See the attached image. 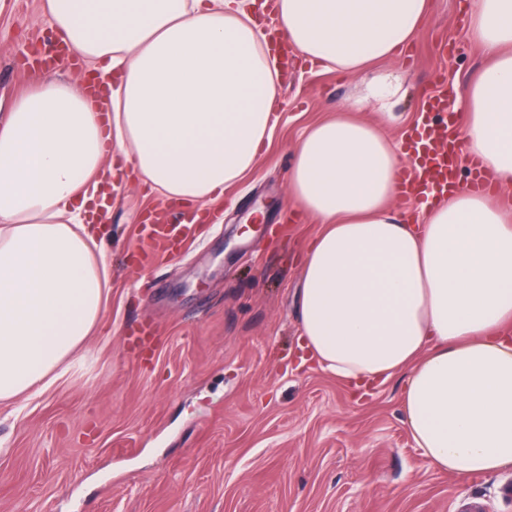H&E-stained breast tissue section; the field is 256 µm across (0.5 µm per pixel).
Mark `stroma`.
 Here are the masks:
<instances>
[{
    "label": "stroma",
    "mask_w": 512,
    "mask_h": 512,
    "mask_svg": "<svg viewBox=\"0 0 512 512\" xmlns=\"http://www.w3.org/2000/svg\"><path fill=\"white\" fill-rule=\"evenodd\" d=\"M466 2L432 0L410 45L353 75L291 58L271 142L181 253H136L164 202L116 186L94 359L24 409L0 404V512H512V469L458 478L425 464L401 378L358 399L301 362L300 261L320 227L281 225L306 128L345 111L399 141L440 81L464 89L485 65L465 39ZM50 33L41 0H0L1 95L36 82L24 56ZM141 322L156 334L139 354L127 336Z\"/></svg>",
    "instance_id": "35a3bbf8"
}]
</instances>
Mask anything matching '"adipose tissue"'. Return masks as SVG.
Returning <instances> with one entry per match:
<instances>
[{"label": "adipose tissue", "mask_w": 512, "mask_h": 512, "mask_svg": "<svg viewBox=\"0 0 512 512\" xmlns=\"http://www.w3.org/2000/svg\"><path fill=\"white\" fill-rule=\"evenodd\" d=\"M430 0H277L311 63L353 73L423 26ZM53 32L111 90L101 112L52 76L0 97V403L76 375L104 310L93 189L116 148L165 200L208 205L270 142L279 75L245 0H42ZM466 36L489 59L464 94L466 155L491 189L394 211L403 160L348 114L294 147L293 212L319 224L301 264V350L365 392L399 374L428 466L464 477L512 466V0H474Z\"/></svg>", "instance_id": "ef3b65f1"}]
</instances>
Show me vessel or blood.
Masks as SVG:
<instances>
[{"label":"vessel or blood","mask_w":512,"mask_h":512,"mask_svg":"<svg viewBox=\"0 0 512 512\" xmlns=\"http://www.w3.org/2000/svg\"><path fill=\"white\" fill-rule=\"evenodd\" d=\"M455 98L453 86H441L424 103L425 111L434 114V121L424 123L421 130L404 139L402 147L409 162L400 180V194L404 199L428 192L447 195L448 185L457 174L463 146L457 114L451 106ZM195 234V225L182 223L161 209L149 223L141 225L139 239L142 247L155 246L170 254L194 239Z\"/></svg>","instance_id":"b4317fda"}]
</instances>
